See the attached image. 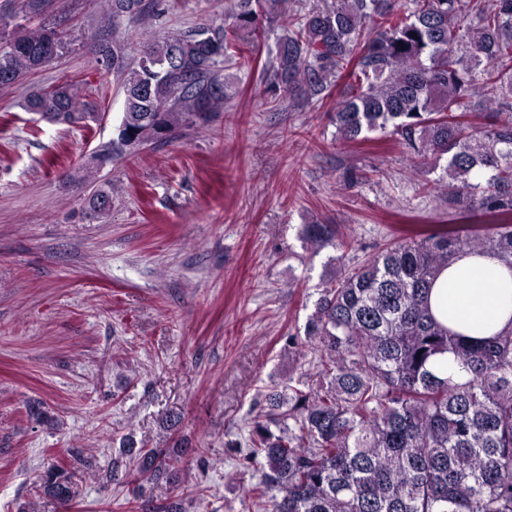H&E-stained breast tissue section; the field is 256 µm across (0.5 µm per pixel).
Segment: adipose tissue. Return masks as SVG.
I'll use <instances>...</instances> for the list:
<instances>
[{
  "label": "adipose tissue",
  "instance_id": "adipose-tissue-1",
  "mask_svg": "<svg viewBox=\"0 0 512 512\" xmlns=\"http://www.w3.org/2000/svg\"><path fill=\"white\" fill-rule=\"evenodd\" d=\"M429 305L440 323L474 339L512 330V265L490 252L458 255L436 277Z\"/></svg>",
  "mask_w": 512,
  "mask_h": 512
}]
</instances>
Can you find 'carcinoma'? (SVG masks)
Returning a JSON list of instances; mask_svg holds the SVG:
<instances>
[{"label":"carcinoma","instance_id":"obj_1","mask_svg":"<svg viewBox=\"0 0 512 512\" xmlns=\"http://www.w3.org/2000/svg\"><path fill=\"white\" fill-rule=\"evenodd\" d=\"M159 0H105V18L143 23ZM232 26L206 24L139 46L100 43L95 60L124 93L117 138L97 165L207 127L232 84L224 59L256 45L265 24L288 17L269 59L288 93L316 103L347 79L336 102V136H399L412 170L446 161L448 208L480 210L490 224L404 238L319 289L304 337L288 352L319 353L306 380L265 395L244 460L259 463L248 488L255 512H512V331L472 340L430 312L428 291L458 254L490 251L512 264V0H324L287 14L285 0H234ZM61 33L41 27L0 39V87L55 60ZM23 108L57 124L84 123L78 87L65 80L29 93ZM312 247L351 246L334 224H305ZM452 354L468 379L435 372ZM166 448L127 441L112 476L132 477L129 510L145 489L178 481ZM73 474L48 469L38 490L60 504Z\"/></svg>","mask_w":512,"mask_h":512}]
</instances>
